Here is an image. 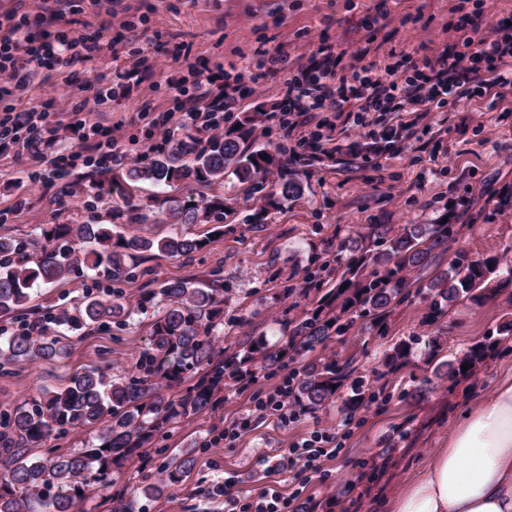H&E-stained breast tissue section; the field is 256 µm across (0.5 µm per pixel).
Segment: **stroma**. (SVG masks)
<instances>
[{
    "instance_id": "35a3bbf8",
    "label": "stroma",
    "mask_w": 512,
    "mask_h": 512,
    "mask_svg": "<svg viewBox=\"0 0 512 512\" xmlns=\"http://www.w3.org/2000/svg\"><path fill=\"white\" fill-rule=\"evenodd\" d=\"M120 6L136 30L116 26L106 33L109 48L81 66L80 79H121L117 97L92 105L86 118L105 126L122 123L127 137L140 145L158 113L176 111L179 88L191 87L214 63H223L224 81L233 85L242 59L286 55L284 67L269 74L258 92L236 98L224 111L228 126L241 113L264 111L259 141L273 149L281 132L269 117L280 109L288 78L310 64L318 44L337 55L338 75H350L371 60L383 77L404 60L418 63L455 43L461 18L474 11H483L490 25L512 18V0H121ZM177 48L182 55L175 62L171 55ZM139 56L154 65L153 76L142 82L124 76L131 59ZM62 80L61 73L49 72L14 100L20 112L48 111L60 139L71 132L62 115L64 104L54 101L50 90ZM147 101L153 106L148 113L142 110ZM368 122L359 130L347 113H315L305 130L323 137L322 152L307 145L288 160L289 170L304 182V195L271 212L262 224L247 220L261 200L245 184L225 185L233 211L222 225L188 229L160 223L157 202L166 189L143 186L138 196L151 203L147 219L130 224L112 215L119 198L96 196L94 184L106 177L102 170L78 165L46 186L17 180L11 161L0 160V210L8 214L0 236L28 237L40 224L115 221L130 235L162 238L187 229L206 242L188 257L130 258V274L113 285L111 298L131 308L132 316L88 336L69 334L66 359L1 371L0 410L68 385L87 366L105 367L120 379L136 375V362L150 347L157 310L156 302L143 296L168 280L223 277L229 322L213 338L220 354L250 334L276 339L283 315H300L309 305L302 294L306 269L328 260L330 245H355L370 224H455L458 236L439 261L443 270L460 251L512 263V88L494 99L476 96L433 109L392 148L378 132L395 124L394 113H369ZM92 285V274L75 275L42 289L32 303L40 312L55 313L71 307ZM433 299L426 281H417L385 329L359 318L343 335L314 349L317 358L352 359L353 378L373 392V400L353 414L334 399L287 426L257 416L250 431L225 446L215 440L216 430L248 414L252 394L271 390L281 379L261 369L252 388L224 389L215 410L156 434L146 446L149 466L128 462L114 475L117 486L131 489L145 512H222L224 500L215 487L228 476L235 480L234 493L242 496L273 484L288 494L297 482L294 470L282 468L281 458L312 431L342 424L350 416L357 428L339 456L322 460L320 473L302 493L299 512H384L385 503L444 446L460 415L504 378H512L511 349L492 353L474 378L448 376L449 360L512 320V284L497 287L479 304L466 299L447 304L436 322L428 317ZM408 339L414 342L411 360L392 370L384 367L389 349ZM189 448L195 451V464L183 481L163 498H142V487L159 478V465Z\"/></svg>"
}]
</instances>
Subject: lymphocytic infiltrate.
Masks as SVG:
<instances>
[{
    "mask_svg": "<svg viewBox=\"0 0 512 512\" xmlns=\"http://www.w3.org/2000/svg\"><path fill=\"white\" fill-rule=\"evenodd\" d=\"M60 18L54 10L40 13L34 20L15 11L0 17L1 100L11 99L43 71L68 73L67 113L69 127L77 135V149L60 150L56 140L45 138V113L0 114V158L20 163L26 178L44 184L64 176L63 162L67 159L83 160L89 167H109L129 156L121 125L87 124V102L75 90L79 65L102 51V38L73 32L51 34L50 26ZM466 28L461 41L449 45L435 58L424 60L425 72L415 80L400 77L393 69L384 80L371 78L361 69L340 78L336 75L335 57L330 51H323L313 72L288 80L282 98L284 113L276 118L280 129L288 141L301 147L309 137L299 123L292 121L295 112L339 111L350 102L356 109L353 124L362 128L366 113L383 109L428 113L446 102L467 98L473 86L483 95L496 96L500 89L512 85V24L501 21L488 28L483 17L476 14L468 18ZM480 61L486 62V70L477 69ZM228 97L224 67L219 64L194 83L180 115L168 112L155 122L150 133L152 150L161 149L184 132L200 143L223 132L224 101ZM291 384L292 378L287 375L274 390L253 393L252 414L276 417L284 425L299 420L303 410L292 399ZM342 438V432L333 427L313 432L289 448L288 463L302 474L319 471L322 459L339 455ZM232 487L233 482L228 479L218 489L224 497V512H298L299 492L286 494L271 486L257 496L243 497L233 493Z\"/></svg>",
    "mask_w": 512,
    "mask_h": 512,
    "instance_id": "1",
    "label": "lymphocytic infiltrate"
}]
</instances>
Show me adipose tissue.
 Returning a JSON list of instances; mask_svg holds the SVG:
<instances>
[{
  "label": "adipose tissue",
  "instance_id": "obj_1",
  "mask_svg": "<svg viewBox=\"0 0 512 512\" xmlns=\"http://www.w3.org/2000/svg\"><path fill=\"white\" fill-rule=\"evenodd\" d=\"M389 512H512V380L466 414Z\"/></svg>",
  "mask_w": 512,
  "mask_h": 512
}]
</instances>
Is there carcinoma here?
<instances>
[{"label": "carcinoma", "mask_w": 512, "mask_h": 512, "mask_svg": "<svg viewBox=\"0 0 512 512\" xmlns=\"http://www.w3.org/2000/svg\"><path fill=\"white\" fill-rule=\"evenodd\" d=\"M258 113L244 112L233 126L200 145L189 135L174 139L146 164L133 163L112 173L102 192L125 184L133 190L143 183L174 187L181 192L163 198L160 222L210 224L225 214L224 198H192L193 185L224 187L234 175L251 189L264 192L263 204L254 214L262 221L286 201L302 198L301 181L288 174L281 152L256 144ZM126 223L145 219L140 204L128 191L122 196ZM383 224L369 225L362 236L377 250L363 245L344 260H331L308 274L305 295H313L312 307L286 322L288 335L271 349L266 337H246L234 349L224 350V360L214 362L211 336L224 325V285L215 282L175 280L161 288L166 305L151 331V348L137 363L139 376L117 382L93 366L77 373L61 390L46 391L24 405L0 412V512H70L75 500L98 486L112 487V473L142 456V447L155 432L182 418L211 409L215 396L229 384H240L254 374L253 367H278L302 351H312L332 335L343 333L356 318H370L381 327L403 291L436 265L439 249L457 234L451 224H406L393 235ZM204 242L196 237L146 238L129 236L115 224H41L34 238L0 236V312L18 323L28 320L35 288L55 285L88 268L94 272L93 287L102 282L119 283L127 271V258L155 251L170 256H189ZM512 281V266H501L496 257H460L449 269L436 273L428 287L441 301L486 297L497 278ZM433 303L432 319L443 312ZM127 314L125 307L86 293L72 309L53 314L56 328L34 336L16 329L0 337V367L69 355L65 333L89 331ZM512 337V320L497 335L489 334L471 345L460 358L448 363V376L468 379L489 352ZM407 342L386 354L384 366L392 369L409 360ZM470 368L462 370V365ZM206 372L175 398L161 394L160 387L180 386L188 374ZM352 373V361L336 358L312 360L301 366L293 386L297 402L316 410L335 397ZM366 405V393L351 390L342 400L353 412ZM90 433L85 447L71 454L36 456L32 449L69 433ZM194 465V458L180 454L161 468L162 478L145 485V498L163 497Z\"/></svg>", "instance_id": "carcinoma-1"}]
</instances>
